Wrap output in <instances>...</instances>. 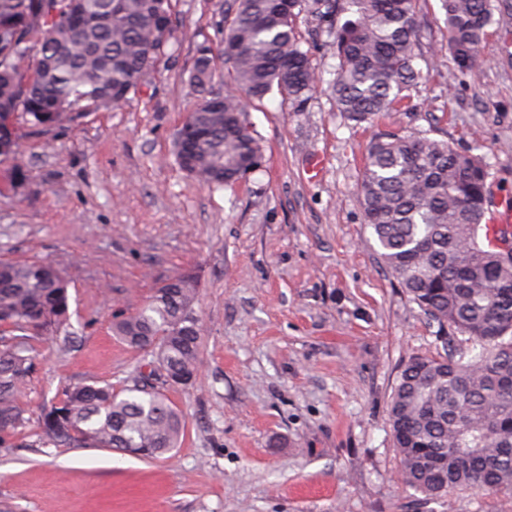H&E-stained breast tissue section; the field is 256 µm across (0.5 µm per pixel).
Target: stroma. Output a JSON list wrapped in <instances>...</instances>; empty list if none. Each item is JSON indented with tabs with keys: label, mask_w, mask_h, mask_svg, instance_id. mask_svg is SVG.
Wrapping results in <instances>:
<instances>
[{
	"label": "stroma",
	"mask_w": 512,
	"mask_h": 512,
	"mask_svg": "<svg viewBox=\"0 0 512 512\" xmlns=\"http://www.w3.org/2000/svg\"><path fill=\"white\" fill-rule=\"evenodd\" d=\"M223 5L176 0L178 50L138 95L42 134L18 124L19 152L0 162V260L55 266L77 336L71 349L38 344L22 398L32 415L69 385H132L149 356L112 323L167 280L197 279L204 329L194 383L167 392L185 419L168 458L21 436L0 448V512H512L510 496L426 501L401 485L390 394L405 358L441 344L364 221L367 133L323 93L295 112L275 92L249 110L266 162L246 182L212 190L177 164L173 133L197 99L188 71ZM417 19L411 107L380 130L485 155L490 187L512 200V18L467 78L448 57L440 0H418Z\"/></svg>",
	"instance_id": "35a3bbf8"
}]
</instances>
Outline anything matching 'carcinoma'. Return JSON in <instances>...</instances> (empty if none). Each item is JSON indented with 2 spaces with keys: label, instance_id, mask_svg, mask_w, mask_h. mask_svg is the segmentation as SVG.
Masks as SVG:
<instances>
[{
  "label": "carcinoma",
  "instance_id": "carcinoma-1",
  "mask_svg": "<svg viewBox=\"0 0 512 512\" xmlns=\"http://www.w3.org/2000/svg\"><path fill=\"white\" fill-rule=\"evenodd\" d=\"M448 54L472 74L495 16L512 0H441ZM336 58L329 86L336 111L374 126L419 77L415 0H224L217 42L199 48L189 82L199 98L177 128L180 168L215 188L259 170L263 147L242 99L272 90L296 112L321 82L296 28L301 13ZM172 25L156 39L154 24ZM171 0H0V151L18 154L16 120L35 132L92 112H110L136 94L156 64L176 51ZM489 164L427 136L378 132L366 147L359 191L380 258L443 337L442 351L411 355L389 401L403 486L431 500L452 489L512 495V257L485 224ZM187 276L154 290L112 332L153 358L155 385L116 391L110 383L65 388L37 418L20 403L37 374L35 343L70 319L68 283L40 262H0V447L32 430L37 446L108 448L158 458L178 447L185 420L163 393L193 384L201 362L197 288Z\"/></svg>",
  "mask_w": 512,
  "mask_h": 512
}]
</instances>
